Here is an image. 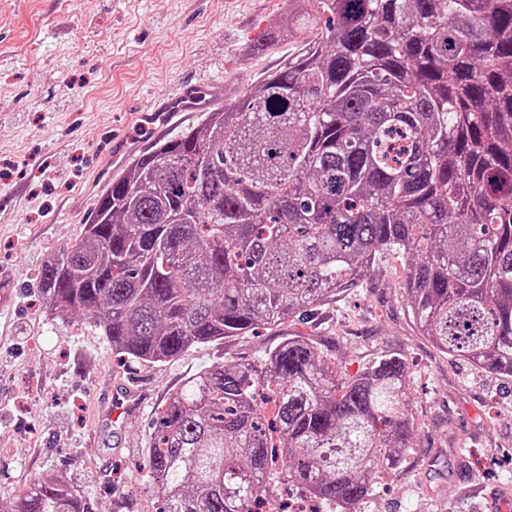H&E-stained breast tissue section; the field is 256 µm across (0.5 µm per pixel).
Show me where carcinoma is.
<instances>
[{"mask_svg":"<svg viewBox=\"0 0 512 512\" xmlns=\"http://www.w3.org/2000/svg\"><path fill=\"white\" fill-rule=\"evenodd\" d=\"M281 37L288 61L112 181L42 267L47 313L161 364L312 319L393 253L420 334L512 381V0H296ZM407 379L299 336L204 367L149 435L158 512H255L278 482L359 512L414 451ZM0 512L93 507L47 472Z\"/></svg>","mask_w":512,"mask_h":512,"instance_id":"obj_1","label":"carcinoma"}]
</instances>
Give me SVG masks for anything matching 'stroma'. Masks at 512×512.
I'll return each instance as SVG.
<instances>
[{"mask_svg": "<svg viewBox=\"0 0 512 512\" xmlns=\"http://www.w3.org/2000/svg\"><path fill=\"white\" fill-rule=\"evenodd\" d=\"M290 0H0V502L44 471L66 473L99 512H156L144 464L158 406L203 366L259 362L284 336L320 343L349 371L388 352L411 362L414 451L379 471L365 512H512V385L472 374L415 330L400 289L402 258L380 257L360 288L315 322L297 320L191 349L164 364L113 353L100 329L54 319L41 267L79 238L100 195L139 154L207 112L140 111L158 94L224 81L235 96L279 68L281 40L253 55L255 33L282 24ZM133 151L116 155L118 143ZM141 403L94 438L111 387Z\"/></svg>", "mask_w": 512, "mask_h": 512, "instance_id": "obj_1", "label": "stroma"}]
</instances>
